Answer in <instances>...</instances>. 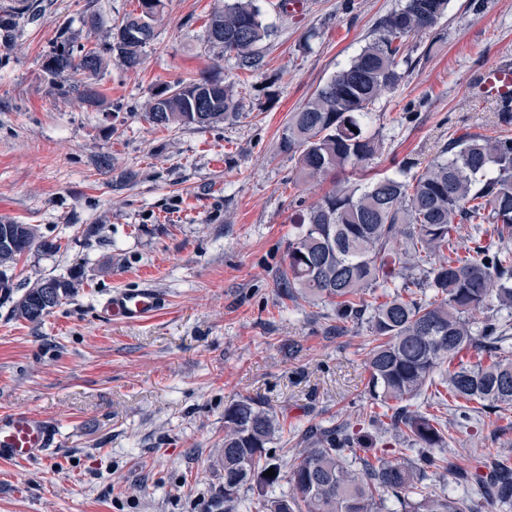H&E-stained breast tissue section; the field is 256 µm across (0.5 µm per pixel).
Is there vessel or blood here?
Instances as JSON below:
<instances>
[{
	"mask_svg": "<svg viewBox=\"0 0 512 512\" xmlns=\"http://www.w3.org/2000/svg\"><path fill=\"white\" fill-rule=\"evenodd\" d=\"M475 90L496 101L512 100V63L505 61L486 69ZM161 296L153 289H126L108 295L100 305L105 320L143 321L157 312ZM57 426L38 413L19 410L0 417V459L27 465L42 459L57 445Z\"/></svg>",
	"mask_w": 512,
	"mask_h": 512,
	"instance_id": "vessel-or-blood-1",
	"label": "vessel or blood"
}]
</instances>
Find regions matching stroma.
<instances>
[{
    "label": "stroma",
    "instance_id": "35a3bbf8",
    "mask_svg": "<svg viewBox=\"0 0 512 512\" xmlns=\"http://www.w3.org/2000/svg\"><path fill=\"white\" fill-rule=\"evenodd\" d=\"M0 40V220L29 224L59 250H32L0 295V415L56 421L59 443L27 466L0 461V512H224V408L252 398L305 428L356 420L368 408L370 336L336 334L330 307L279 287L304 208L332 183L296 180L281 146L291 112L372 39L403 0H303L281 12L256 0L272 36L249 72L207 40L224 0H166L154 38L129 69L109 52L90 107L44 71L60 38L107 49L137 0H36ZM450 0L441 38H408L414 60L376 102L368 128L383 143L369 175L402 159L426 163L450 136L492 127L475 97L482 69L512 58V0ZM98 17L90 26L89 17ZM206 73L229 84L237 117L208 127H158L152 88ZM80 268L84 286L41 324L14 319L28 281ZM150 287L163 308L138 323L98 310L117 288ZM448 457L464 468L512 460V410L436 406Z\"/></svg>",
    "mask_w": 512,
    "mask_h": 512
}]
</instances>
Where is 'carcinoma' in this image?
<instances>
[{
	"mask_svg": "<svg viewBox=\"0 0 512 512\" xmlns=\"http://www.w3.org/2000/svg\"><path fill=\"white\" fill-rule=\"evenodd\" d=\"M112 34L110 51L124 65L140 64L141 49L163 20L164 0H137ZM449 0H404L384 16L375 37L339 68L289 117L282 146L296 160L298 178L319 182L347 169L365 167L382 143L368 134L365 119L377 100L404 78L409 63L405 40L436 30ZM208 40L235 56L237 66H263L260 45L272 33L254 0H224L213 11ZM106 67L96 47L76 58L62 44L46 56L45 70L55 78L82 71L84 81L62 85L82 103L94 106L98 78ZM494 134L466 131L452 137L422 171L406 178L384 175L367 182L338 179L303 214L288 242L280 282L290 299L330 305L336 332L352 324L365 329L375 345L367 353V425L389 436L370 457L358 448L373 444L351 423L297 430L261 403L241 397L224 408V446L217 456L224 492L214 502L224 512H239L240 491L257 490L259 512H376L387 495L403 496L405 512H471L453 494L421 492L429 468H448L439 455L447 446L439 418L411 409L429 388L442 387L468 418L471 405L512 409V352L506 345L512 313V102L496 103ZM238 115L233 91L204 73L175 86L151 90L146 118L156 126L205 127ZM17 230L15 247L0 246V292H12L7 271L33 248L58 245L41 240L28 224ZM465 235L464 254L452 241ZM61 298L83 287L81 272L53 277ZM48 278L26 286L14 303L13 317L39 324V303ZM296 447L281 448L285 434ZM408 446L418 461L389 455L386 447ZM288 462H283L284 457ZM276 472L266 476L268 469ZM461 479L484 490L496 505L512 508V466L494 461L487 471H460ZM288 491L276 492L281 482Z\"/></svg>",
	"mask_w": 512,
	"mask_h": 512,
	"instance_id": "cac0c4a2",
	"label": "carcinoma"
}]
</instances>
